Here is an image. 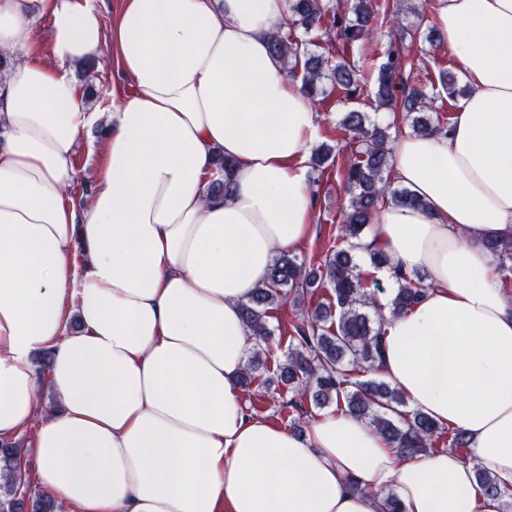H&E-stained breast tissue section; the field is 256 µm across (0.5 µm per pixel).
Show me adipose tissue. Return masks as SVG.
I'll return each mask as SVG.
<instances>
[{
    "mask_svg": "<svg viewBox=\"0 0 512 512\" xmlns=\"http://www.w3.org/2000/svg\"><path fill=\"white\" fill-rule=\"evenodd\" d=\"M289 16L288 0H121L107 28L98 0H0V442L34 429L35 483L68 512H380L379 489L403 512H501L474 472L512 486V299L485 246L512 239V0H436L468 92L447 134L396 138L390 175L427 207L381 206L366 240L391 260L378 278L429 281L386 317L378 373L465 431L472 465L399 460L343 408L301 434L247 409L240 307L313 222L319 115L269 51ZM107 44L134 87L118 112L73 74ZM218 153L224 198L207 193ZM96 137L95 131H89L81 139L75 156V176L73 185L69 190L73 193H88L94 184L96 173V160L88 154L87 141Z\"/></svg>",
    "mask_w": 512,
    "mask_h": 512,
    "instance_id": "ef3b65f1",
    "label": "adipose tissue"
}]
</instances>
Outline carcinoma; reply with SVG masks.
I'll return each instance as SVG.
<instances>
[{"instance_id":"cac0c4a2","label":"carcinoma","mask_w":512,"mask_h":512,"mask_svg":"<svg viewBox=\"0 0 512 512\" xmlns=\"http://www.w3.org/2000/svg\"><path fill=\"white\" fill-rule=\"evenodd\" d=\"M291 12V26L271 37L269 49L288 72H303L302 89L313 100L325 94V78L333 81L345 97H352L361 90L359 76L355 63L346 58L325 72L327 60L300 50L303 42L294 38L295 31H334L336 39L343 43L342 49L348 50L369 39L380 20L391 18L392 30L374 94L376 109L405 114L417 135L445 132L427 115L431 103L426 81L411 78L414 64L406 39L414 37V33L406 18L393 10L391 0H291ZM341 124L357 145L355 154L346 156L324 144L310 158V163L318 167L329 161L336 164V174L349 194L348 204L341 208L336 237L340 245L312 268L286 251L273 259L267 282L256 288L241 307L254 347L239 383L251 386L257 379V370L266 365L264 347L273 335L268 323L270 310L289 300L298 304L304 294L324 289L329 301L306 310L302 323L294 326L295 343L276 367L280 382L288 385V391L319 409L334 403L368 421L404 460L437 451L442 441L452 450L468 448L471 443L465 432L447 430L422 412L403 411L406 401L401 392L384 380L363 378L365 373L376 372L382 359L384 313L366 292L355 252L363 249L362 234L379 205L390 201L417 209L425 207V203L410 190L393 187L390 181V126L369 122L366 114L357 109L347 110ZM214 166L215 178L208 192L225 197L231 190L228 174L233 163L218 155ZM487 248L497 256L500 270L512 272V241L490 239ZM396 277L402 285L391 302L393 317L407 312L425 291L424 286L401 272ZM21 457L19 445L0 444V512H57L51 499L25 491ZM476 477L487 495L512 498V487L500 486L481 470L476 471Z\"/></svg>"}]
</instances>
